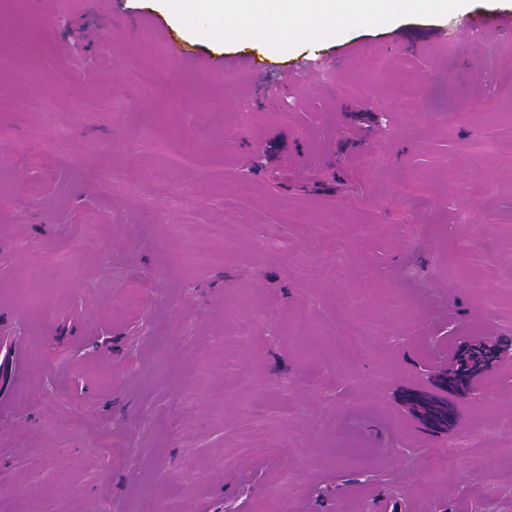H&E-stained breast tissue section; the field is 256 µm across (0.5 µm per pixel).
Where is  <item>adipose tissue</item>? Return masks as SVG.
I'll use <instances>...</instances> for the list:
<instances>
[{
    "instance_id": "ef3b65f1",
    "label": "adipose tissue",
    "mask_w": 512,
    "mask_h": 512,
    "mask_svg": "<svg viewBox=\"0 0 512 512\" xmlns=\"http://www.w3.org/2000/svg\"><path fill=\"white\" fill-rule=\"evenodd\" d=\"M432 0H158L186 25L230 43L242 35L287 44L295 35L333 37L349 23H385L423 14Z\"/></svg>"
}]
</instances>
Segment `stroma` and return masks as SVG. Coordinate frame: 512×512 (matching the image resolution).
Wrapping results in <instances>:
<instances>
[{
  "mask_svg": "<svg viewBox=\"0 0 512 512\" xmlns=\"http://www.w3.org/2000/svg\"><path fill=\"white\" fill-rule=\"evenodd\" d=\"M490 15L247 39L263 76L222 77L155 0H0V512H512V36L462 27ZM451 334L495 349L485 398ZM412 404L421 409L424 421L434 431L447 429L455 423L453 414L456 408L449 402L415 397L412 398Z\"/></svg>",
  "mask_w": 512,
  "mask_h": 512,
  "instance_id": "stroma-1",
  "label": "stroma"
}]
</instances>
